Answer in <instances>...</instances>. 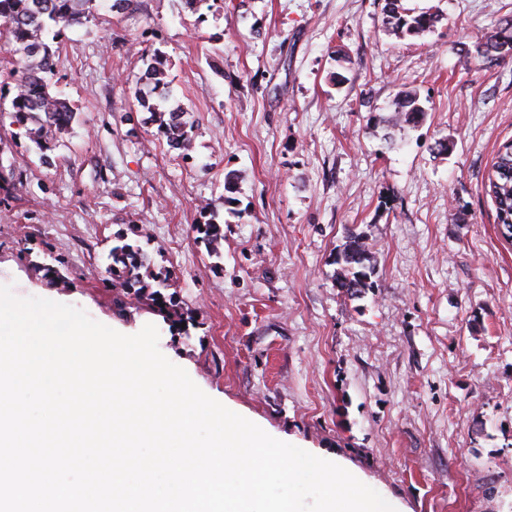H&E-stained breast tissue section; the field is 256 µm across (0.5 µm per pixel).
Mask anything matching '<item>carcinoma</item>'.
<instances>
[{"label":"carcinoma","instance_id":"1","mask_svg":"<svg viewBox=\"0 0 512 512\" xmlns=\"http://www.w3.org/2000/svg\"><path fill=\"white\" fill-rule=\"evenodd\" d=\"M97 0H0V51L3 61L10 64L9 77L14 83V97L8 117L11 124L25 129V135L42 151L52 149V141L64 133L77 115V108L69 100L52 92L49 76L54 73L55 51L45 42L44 35L54 28L56 35L65 29L82 25L98 17ZM383 24L387 31L399 36H420L431 31L439 15L422 11L416 13L402 4V0H384ZM466 62L478 68L496 66L512 59V21H504L499 31L483 36L465 52ZM168 74L161 59L154 57L141 76L147 88L157 91L169 85ZM138 104L149 112V121L158 125L170 145L185 149L190 142L189 122L181 106L161 110L150 103V95L138 93ZM397 120L407 124L420 123L425 112L417 93L402 91L394 103ZM512 169V142L498 152L488 176V193L496 206L497 224L512 238V178L501 175L503 168ZM202 241L209 251L219 254L224 239L221 225L211 222L198 225ZM106 273L112 277V288L117 293H148L151 309L171 316L176 312L174 295L164 293L169 287L170 274L154 273L142 253L138 241L125 235L115 237L108 254ZM369 249L364 236L351 232L335 263L338 287L349 296L359 297L374 287L371 281L374 267L369 264Z\"/></svg>","mask_w":512,"mask_h":512}]
</instances>
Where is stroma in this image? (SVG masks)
<instances>
[{"label": "stroma", "mask_w": 512, "mask_h": 512, "mask_svg": "<svg viewBox=\"0 0 512 512\" xmlns=\"http://www.w3.org/2000/svg\"><path fill=\"white\" fill-rule=\"evenodd\" d=\"M403 4L442 20L399 38L383 0H137L66 29L51 86L71 127L46 158L0 128V285L124 334L155 324L207 395L408 512H512V239L484 188L512 141V61L460 54L512 0ZM156 56L194 124L185 149L135 98ZM405 90L415 127L392 119ZM132 229L181 317L114 304L107 256ZM352 230L375 265L360 298L336 286ZM394 106L397 120L407 124L416 125L420 123L425 116L424 109L419 103V97L416 92H400Z\"/></svg>", "instance_id": "35a3bbf8"}]
</instances>
